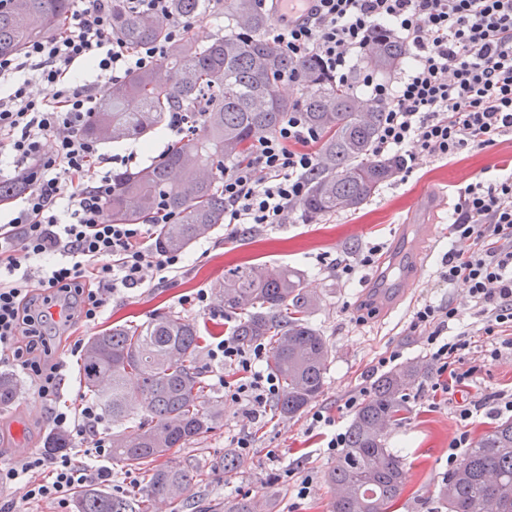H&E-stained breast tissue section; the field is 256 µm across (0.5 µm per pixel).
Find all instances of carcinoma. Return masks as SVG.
<instances>
[{
  "instance_id": "obj_1",
  "label": "carcinoma",
  "mask_w": 512,
  "mask_h": 512,
  "mask_svg": "<svg viewBox=\"0 0 512 512\" xmlns=\"http://www.w3.org/2000/svg\"><path fill=\"white\" fill-rule=\"evenodd\" d=\"M240 31L207 44L191 35L168 45L161 63L131 73L103 94L84 134L98 141L142 138L163 124L177 105L206 103L201 123L159 162L112 174L106 216L116 224H151L158 206L173 213L155 226V248L184 251L224 223L221 168L247 159L257 139L298 109L320 138L317 173L301 201L317 218L357 210L400 170L396 157L373 154L383 106L341 86L312 57L292 59L262 36L269 19L256 0H225ZM180 15L200 14L201 0H172ZM69 0H0V56H15L34 40L54 36ZM112 30L129 45L166 40L165 30L117 0ZM406 55L397 39L375 38L367 65L396 70ZM294 78L301 94L289 99L282 83ZM224 308L244 311L233 329L243 344L268 345L267 367L281 383L277 411L292 417L322 393L329 346L308 322L312 299L300 274L286 265L244 263L224 270L218 282ZM200 333L177 315L154 314L140 324L120 323L85 347L84 386L114 423L112 460L147 477L141 497L113 496L95 488L76 495L77 512H153L158 500L175 501L194 474L175 461L186 445L216 427L210 391L197 366ZM425 367L407 362L378 376L356 407L346 443L326 480L330 512H390L404 493L402 462L387 448L388 430L402 423L408 392ZM17 393L0 374V406ZM445 512H512V418L481 435L439 488Z\"/></svg>"
}]
</instances>
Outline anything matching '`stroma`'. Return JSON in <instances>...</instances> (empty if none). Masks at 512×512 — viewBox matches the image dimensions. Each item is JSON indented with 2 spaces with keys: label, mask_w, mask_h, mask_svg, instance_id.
Wrapping results in <instances>:
<instances>
[{
  "label": "stroma",
  "mask_w": 512,
  "mask_h": 512,
  "mask_svg": "<svg viewBox=\"0 0 512 512\" xmlns=\"http://www.w3.org/2000/svg\"><path fill=\"white\" fill-rule=\"evenodd\" d=\"M166 127H157L148 138L102 144L105 155L126 161L128 168L148 166L170 146ZM512 160V134L496 139L482 150H466L442 162L423 163L411 173H398L383 185L367 205L353 212L308 221L294 210L284 223L256 226L243 231L221 225L186 251V265L164 286L145 285L115 294L98 321L75 326L70 336L55 340V352L67 355L74 341H88L112 323L143 321L150 314L169 312L195 323L203 331L198 363L210 383V393L220 411L217 427L206 437L181 450L176 460L192 467L196 476L188 491L175 503V512H228L241 499L259 502L268 512H329L332 490L325 481L334 461L309 434L308 412L288 417L269 412L262 425H250L240 406L226 400L215 386L214 366L207 350L214 331L230 332L241 311L225 309L214 284L225 269L242 263L288 265L303 278L315 297L310 324L330 348L325 384L314 409L324 411L347 428L352 413L344 407L347 395L370 389L377 373V359L390 350L401 353V362L426 365L428 374L410 391L406 422L391 430L387 446L404 463L405 492L395 512H433L439 487L449 471L451 441L459 430L454 417L459 400L490 398L512 392V354L496 361L485 359L484 339L477 336L482 318L467 301L464 288L448 287L441 280L442 258L455 243L448 222L461 188L476 177L497 179L499 167ZM375 247L374 264L357 267L351 278L339 279L332 268L338 260H354L362 250ZM211 292L206 310H189L182 296L198 290ZM454 303L460 310L456 331L475 334L468 364L477 368V380L462 396L434 390L435 365L419 333L410 328L419 303ZM20 392L9 406L0 408V465H6L45 448L52 432L49 412L26 378H19ZM251 432L253 446L242 457L240 468L225 473L224 456L233 452L237 437ZM280 451L269 460L267 449ZM312 478L307 497H298L287 470Z\"/></svg>",
  "instance_id": "35a3bbf8"
}]
</instances>
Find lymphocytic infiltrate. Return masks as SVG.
Returning a JSON list of instances; mask_svg holds the SVG:
<instances>
[{"instance_id":"obj_1","label":"lymphocytic infiltrate","mask_w":512,"mask_h":512,"mask_svg":"<svg viewBox=\"0 0 512 512\" xmlns=\"http://www.w3.org/2000/svg\"><path fill=\"white\" fill-rule=\"evenodd\" d=\"M54 37L0 57V181L26 176L7 223L0 225V363L20 368L46 405L55 431L73 442L63 454L30 453L0 467V487L15 486L25 502L66 501L77 488L108 483L112 448L107 418L95 399L64 403L62 390L81 344L56 357L44 332L51 308L65 323L97 321L115 293L147 281L165 282L184 267L180 252L148 245L145 224H115L105 210L112 195L111 157L81 130L98 109V83H76L86 68L121 82L155 67L160 44L129 46L112 32V0H80ZM273 23L267 38L294 59L317 58L336 84H355L384 107L374 151L393 154L409 172L423 161L484 149L512 132V0H257ZM401 40L411 60L395 80L356 74L352 62L367 53L372 36ZM318 133L300 111L257 140L249 160L224 166L225 224H280L307 193L316 171ZM458 242L443 258V281L465 288L484 318L490 359L512 351V175L482 178L459 192L450 226ZM455 305H417L410 327L425 345L440 377L454 393L471 385L465 367L471 341L452 333ZM209 357L226 399L251 423L262 421L277 400V379L261 370L265 345L227 336Z\"/></svg>"}]
</instances>
